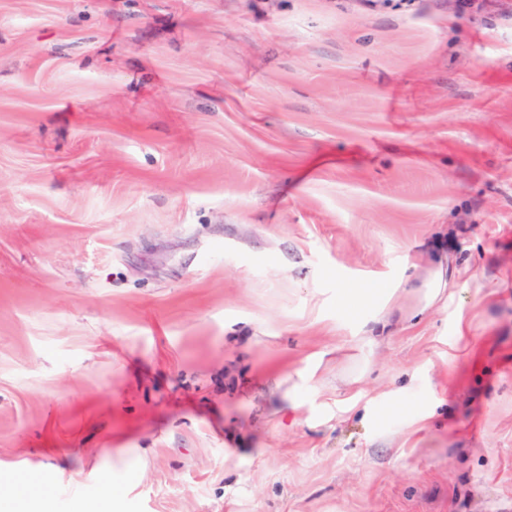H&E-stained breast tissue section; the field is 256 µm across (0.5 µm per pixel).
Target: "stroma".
I'll return each instance as SVG.
<instances>
[{
	"instance_id": "obj_1",
	"label": "stroma",
	"mask_w": 512,
	"mask_h": 512,
	"mask_svg": "<svg viewBox=\"0 0 512 512\" xmlns=\"http://www.w3.org/2000/svg\"><path fill=\"white\" fill-rule=\"evenodd\" d=\"M481 2L0 0V479L512 512V0ZM445 270L440 267L434 271L431 278L421 288H412L413 293L419 295L417 312H423L431 307L442 295L444 286Z\"/></svg>"
}]
</instances>
